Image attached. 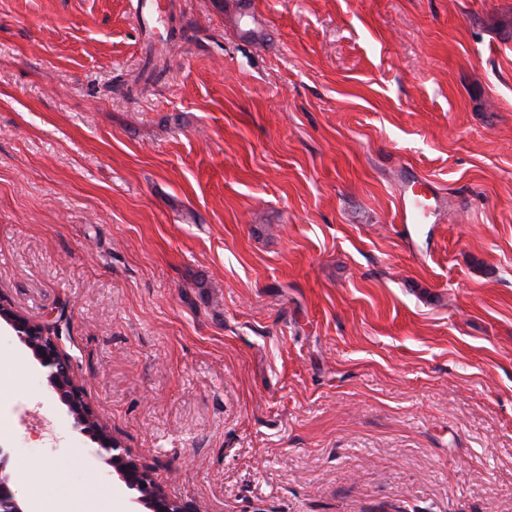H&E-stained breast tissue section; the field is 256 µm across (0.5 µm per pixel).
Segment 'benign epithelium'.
<instances>
[{
    "label": "benign epithelium",
    "mask_w": 512,
    "mask_h": 512,
    "mask_svg": "<svg viewBox=\"0 0 512 512\" xmlns=\"http://www.w3.org/2000/svg\"><path fill=\"white\" fill-rule=\"evenodd\" d=\"M0 320L13 329L19 341L45 370L50 387L67 406V413L73 420L72 427L93 439L97 444L96 454L133 491L132 502L149 509V512H198L194 505L169 497L156 483L149 467L130 457L101 423L97 413L86 402L82 388L74 382L69 362L60 354L52 338L54 330L51 324L31 323L1 297ZM7 463L8 453L0 446V512H27L11 487Z\"/></svg>",
    "instance_id": "obj_1"
}]
</instances>
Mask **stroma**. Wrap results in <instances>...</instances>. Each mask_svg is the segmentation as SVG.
<instances>
[{
    "label": "stroma",
    "instance_id": "obj_1",
    "mask_svg": "<svg viewBox=\"0 0 512 512\" xmlns=\"http://www.w3.org/2000/svg\"><path fill=\"white\" fill-rule=\"evenodd\" d=\"M135 5L0 0V295L199 512H512V0H162L127 97ZM0 417L132 512L6 326ZM162 63V64H161ZM168 69V62L166 56L155 55L150 48H148L145 66L141 72L134 76L131 80V85L127 82V93L131 94L133 87L143 83L140 93H143L151 81L159 79ZM411 187L412 194L406 201H403L399 211V219L403 224H420V221L427 217L430 208L427 201L430 198L426 187L422 184L414 182Z\"/></svg>",
    "mask_w": 512,
    "mask_h": 512
}]
</instances>
